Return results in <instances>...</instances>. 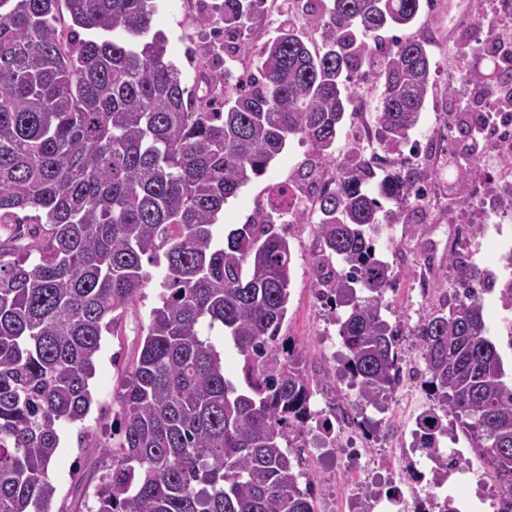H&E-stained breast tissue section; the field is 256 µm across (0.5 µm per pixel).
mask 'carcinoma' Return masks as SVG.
<instances>
[{
  "mask_svg": "<svg viewBox=\"0 0 512 512\" xmlns=\"http://www.w3.org/2000/svg\"><path fill=\"white\" fill-rule=\"evenodd\" d=\"M264 2L213 0L201 11V29L237 36L255 64L235 73L211 41L191 89L152 31L153 0H0V512H315L298 453L314 380L279 338L290 244L267 218L226 235L218 216L289 138L333 158L355 88L370 81L380 86L379 147L407 143L434 88L433 55L425 39L380 40L416 23L425 0H306L323 47L283 25L255 52ZM468 42L488 61L476 81L507 82L492 29L476 20ZM468 114L457 107L455 126L477 165L485 144ZM448 190L467 199L465 171ZM420 191L416 171L379 176L358 160L319 196L313 274L328 307H345L335 317L343 351L322 382L348 378L372 405L394 391L405 330L383 314L396 279L371 233ZM146 262L165 274L121 380L124 423L117 434L80 432L98 449L96 484L83 507L54 511L58 431L88 414L102 336L142 296ZM448 264V305L410 331L428 376L424 419L451 413L511 497L512 379L475 293L494 275L456 251ZM217 323L243 357L242 390L201 333Z\"/></svg>",
  "mask_w": 512,
  "mask_h": 512,
  "instance_id": "obj_1",
  "label": "carcinoma"
}]
</instances>
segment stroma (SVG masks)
<instances>
[{
  "label": "stroma",
  "instance_id": "obj_1",
  "mask_svg": "<svg viewBox=\"0 0 512 512\" xmlns=\"http://www.w3.org/2000/svg\"><path fill=\"white\" fill-rule=\"evenodd\" d=\"M188 2L154 0L153 28L165 34L169 60L181 69L186 82L191 83L196 79L197 70L188 65L185 55L190 51L201 54L204 44L197 36L198 13L189 8ZM479 14L491 20L497 32L512 29V0H464L461 7L453 10L449 9L448 0H432L418 23L402 29V36L429 39L436 62V92L429 96L409 143L401 148L405 158H412L417 148L426 147L428 140L447 129L448 113L454 109L455 100L448 97L446 91L457 88L474 67V53L462 39L467 31L468 18ZM377 96L376 84L370 83L358 89L346 114L345 127L338 132L334 159L323 165L327 175H335L338 169L354 162L356 149L349 141L346 129L353 126L360 113L372 112ZM313 160L314 155L307 143L296 137L288 139L284 150L271 162L267 172L253 179L237 197L225 203L220 223L229 230L249 223L258 213L269 212L272 187L294 183L299 170ZM316 219V214L312 213L307 223L283 228L292 251L293 271L288 314L280 330L282 337L295 342L308 365L309 374L315 377L328 364L324 357L329 347L327 339L337 333L333 314L321 305L313 292L312 261L318 244L312 223ZM383 233L391 237L392 242L382 257L390 263L397 282L396 291L388 296L390 309L387 316L403 324L415 322L419 305L435 303L448 285V276L452 272L448 264V249L455 243V227L443 214L419 224H387ZM146 271L150 280L142 298L125 310L117 333L102 338L96 371L89 381L93 404L83 423L91 429L112 424L119 416L121 407L116 392L122 373L132 363L146 332L150 310L156 306L161 291L162 268L150 264ZM80 426L66 424L60 428L59 448L48 470L50 481L59 490L60 500L71 505L76 502L71 494L73 486L80 476L88 474L95 463L94 457L77 446Z\"/></svg>",
  "mask_w": 512,
  "mask_h": 512
}]
</instances>
